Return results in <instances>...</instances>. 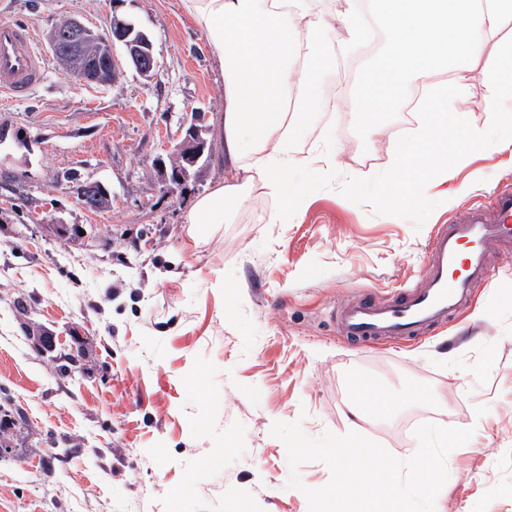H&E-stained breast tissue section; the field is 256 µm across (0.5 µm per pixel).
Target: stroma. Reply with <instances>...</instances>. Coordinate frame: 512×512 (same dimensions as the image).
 I'll use <instances>...</instances> for the list:
<instances>
[{"instance_id": "obj_1", "label": "stroma", "mask_w": 512, "mask_h": 512, "mask_svg": "<svg viewBox=\"0 0 512 512\" xmlns=\"http://www.w3.org/2000/svg\"><path fill=\"white\" fill-rule=\"evenodd\" d=\"M11 8L42 38L68 17L97 30L133 19L158 76L128 69L113 86L82 84L50 53L40 88L0 107V405L13 421L0 512H308L270 433L296 420L313 437L359 433L401 460L419 425L472 429L447 458L435 512H512V255L490 247L493 279L423 340L357 348L336 325L347 302L419 286L431 229L512 182V117L488 125L482 61H465L469 92L455 110L484 140L449 142L447 182L413 184L415 205L391 204L383 176L417 112L384 113L380 136L360 113L318 112L301 143L335 129V178L294 169L285 223H265L272 203L254 196L233 223L202 225L203 245L186 251L180 230L226 160L218 63L180 0ZM194 112L207 115V150L172 195L151 162ZM87 178L111 189L109 210L79 204ZM72 225L83 235H63ZM32 323L80 338L78 371L56 372L25 334ZM355 370L391 410L352 415Z\"/></svg>"}]
</instances>
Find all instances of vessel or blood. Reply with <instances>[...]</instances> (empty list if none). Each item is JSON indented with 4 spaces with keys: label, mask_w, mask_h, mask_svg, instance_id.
Instances as JSON below:
<instances>
[{
    "label": "vessel or blood",
    "mask_w": 512,
    "mask_h": 512,
    "mask_svg": "<svg viewBox=\"0 0 512 512\" xmlns=\"http://www.w3.org/2000/svg\"><path fill=\"white\" fill-rule=\"evenodd\" d=\"M46 56L29 24L0 14V93L26 99L40 85ZM512 251V185L493 191L488 205L437 225L425 246L422 287L397 290L390 302L358 301L338 308L340 333L360 344L415 340L457 314L473 287L488 281L490 246Z\"/></svg>",
    "instance_id": "b4317fda"
}]
</instances>
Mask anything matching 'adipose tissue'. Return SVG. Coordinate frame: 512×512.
<instances>
[{
    "mask_svg": "<svg viewBox=\"0 0 512 512\" xmlns=\"http://www.w3.org/2000/svg\"><path fill=\"white\" fill-rule=\"evenodd\" d=\"M212 49L224 80L221 127L228 169L222 183L197 197L187 219L184 246L197 248L204 224H228L233 209L253 193L277 200L284 196L290 169H336L331 149L303 150L299 138L316 110L336 111L316 76L330 64L326 52L296 68L293 56L301 41H328L332 26L309 0H181ZM343 22L348 44L361 41L377 18L389 21V51L369 73L372 90L360 98L365 115L386 111L378 84L401 86L406 77L445 65L454 70L450 84L421 100L426 118L414 138L399 146L402 166L388 182L393 199L408 195L411 183L427 186L448 179L447 166L420 159L418 149L436 148L456 138L435 107L453 109L468 91L461 62L480 59L488 83L486 109L498 119L512 102V0H348Z\"/></svg>",
    "mask_w": 512,
    "mask_h": 512,
    "instance_id": "adipose-tissue-1",
    "label": "adipose tissue"
}]
</instances>
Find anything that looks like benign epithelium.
Instances as JSON below:
<instances>
[{"label":"benign epithelium","mask_w":512,"mask_h":512,"mask_svg":"<svg viewBox=\"0 0 512 512\" xmlns=\"http://www.w3.org/2000/svg\"><path fill=\"white\" fill-rule=\"evenodd\" d=\"M48 43L53 49L62 51L71 76L83 83H118L121 75L117 68L118 48L122 50L124 65L135 70L145 81L152 82L158 75V63L149 35L124 17H112L111 31L106 35L76 17H69L51 29ZM204 119V113L194 112L185 126L168 177L173 193L183 185L189 168L195 166L205 153Z\"/></svg>","instance_id":"1"}]
</instances>
